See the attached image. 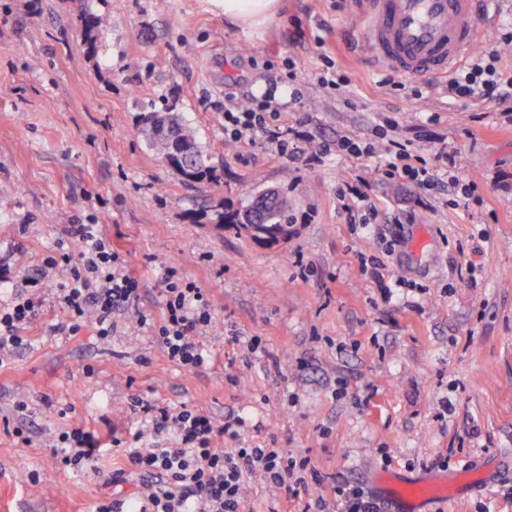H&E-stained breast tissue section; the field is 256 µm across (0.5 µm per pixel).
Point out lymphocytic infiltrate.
<instances>
[{"label": "lymphocytic infiltrate", "mask_w": 512, "mask_h": 512, "mask_svg": "<svg viewBox=\"0 0 512 512\" xmlns=\"http://www.w3.org/2000/svg\"><path fill=\"white\" fill-rule=\"evenodd\" d=\"M512 45V30L497 34L493 44L473 53L468 63L448 77L449 99L464 105L491 100H512V74L497 68L499 44ZM276 86H269L263 96L226 93L224 96V135L231 143H255L266 138L276 143L280 153H287L289 140L306 142L305 132H294L285 139L278 124L279 107ZM382 168L386 175H404L430 186L440 179L457 186L462 173L456 160H449L447 170L435 168L421 154L414 141H389L384 150ZM67 236L76 250H60L45 259L46 268L65 265L68 278L58 288V301L68 319L59 331L77 335L86 319H94L100 338L111 336L112 315L134 311L140 325L158 336L168 359L178 367L194 370L203 366L206 357L196 338L212 321L210 303L202 288L183 276L179 269L164 272V302L160 317L140 311L138 279L128 270L120 246L104 236L98 225L73 224ZM40 303L34 297H19L0 309V350L23 344L22 331L39 314ZM132 411L149 419L153 434H170L174 445L141 447L142 432H135L132 442L112 438L108 444L128 462L127 472L115 473L114 482H122L126 473L143 475L146 492L140 501L123 506L121 501L102 503L98 512H240L243 501V477L259 475L265 483L279 489L304 484L313 469L309 458L288 456L276 448L240 445L242 419H227L218 426L201 409L163 406L133 397ZM232 440L229 448L217 446L218 438ZM61 446L59 463L63 469L79 471L92 466L106 442L96 431L81 425L58 437Z\"/></svg>", "instance_id": "1"}]
</instances>
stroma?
<instances>
[{"label": "stroma", "instance_id": "obj_1", "mask_svg": "<svg viewBox=\"0 0 512 512\" xmlns=\"http://www.w3.org/2000/svg\"><path fill=\"white\" fill-rule=\"evenodd\" d=\"M90 14L103 22L92 56ZM359 28L353 0H281L280 19L247 30L222 0H0V259L12 283L44 277L42 312L0 366V512L140 500L137 478L112 484L111 449L78 474L58 468L56 451L77 424L126 436L135 396L202 408L219 426L242 417L248 442L311 459L318 481L293 491L245 476L243 512H317L336 482L364 487L370 471L409 481L478 466L487 483L422 512H512V466L495 465L512 456V124L501 105L451 102L444 77L381 68ZM328 58L342 95L316 80ZM271 79L281 129L317 145L348 136L373 153L311 162L264 139L223 150L225 93ZM173 102L211 154L212 181L185 183L140 131L142 113ZM386 116L395 131L379 132ZM422 125L434 135L420 144L426 158L454 155L480 203L457 207L450 184L380 171L387 140ZM360 177L372 208L353 223L337 189ZM266 188L288 198V241L268 247L214 223L216 207ZM93 222L139 278L140 309L160 315L168 266L205 289L206 366L170 362L129 313L106 340L90 320L74 336L53 332L68 273L43 260L68 225ZM370 256L382 261L373 274L361 270Z\"/></svg>", "mask_w": 512, "mask_h": 512}]
</instances>
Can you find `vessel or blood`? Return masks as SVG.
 Listing matches in <instances>:
<instances>
[{
  "label": "vessel or blood",
  "mask_w": 512,
  "mask_h": 512,
  "mask_svg": "<svg viewBox=\"0 0 512 512\" xmlns=\"http://www.w3.org/2000/svg\"><path fill=\"white\" fill-rule=\"evenodd\" d=\"M486 0H362L363 41L385 69L419 78L450 72L473 49ZM441 479L388 492L391 512H418L439 500Z\"/></svg>",
  "instance_id": "vessel-or-blood-1"
}]
</instances>
